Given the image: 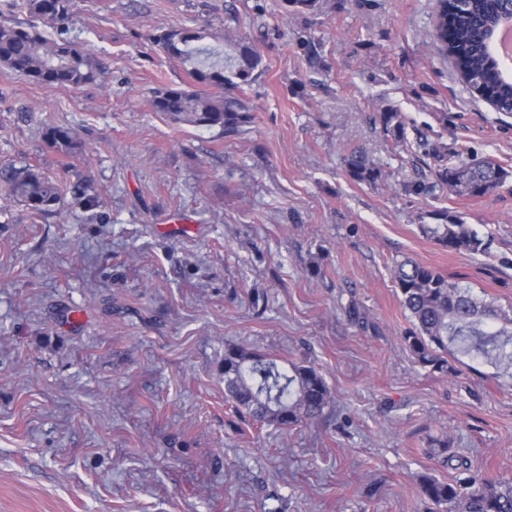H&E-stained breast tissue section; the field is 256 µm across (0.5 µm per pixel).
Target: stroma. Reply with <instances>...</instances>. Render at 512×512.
<instances>
[{
    "label": "stroma",
    "instance_id": "1",
    "mask_svg": "<svg viewBox=\"0 0 512 512\" xmlns=\"http://www.w3.org/2000/svg\"><path fill=\"white\" fill-rule=\"evenodd\" d=\"M436 0H75L65 28L95 80L30 83L0 65V168L64 187L36 215L0 188V512H442L417 477L451 478L430 440L512 479V386L489 366L442 377L414 363L393 270L429 266L512 307V113L472 94L436 51ZM206 30L253 42L251 121L173 122L156 91L189 84L157 42ZM401 112L407 142L374 118ZM82 145L67 158L46 127ZM508 173L467 198L436 183L432 149ZM361 148L382 167L350 181ZM425 183L427 193L409 187ZM438 210L487 242L450 251ZM308 362L328 422L282 432L237 412L224 350Z\"/></svg>",
    "mask_w": 512,
    "mask_h": 512
}]
</instances>
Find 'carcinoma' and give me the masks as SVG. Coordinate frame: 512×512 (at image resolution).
<instances>
[{"mask_svg": "<svg viewBox=\"0 0 512 512\" xmlns=\"http://www.w3.org/2000/svg\"><path fill=\"white\" fill-rule=\"evenodd\" d=\"M506 2L437 0L438 24L433 34L436 50L454 60L466 87L487 95L500 112H512V78L499 71L487 43L498 23L507 18ZM73 6L74 0H11L12 8L55 23L68 21ZM200 39L201 35L183 30L157 36L170 57L191 66L188 74L198 85L241 90L264 71L262 55L248 43H238L234 54L221 63L210 60L208 50L189 47ZM0 64L33 84L53 87L90 83L97 72L88 51L49 38L35 24H0ZM153 105L176 122L218 127L227 137L241 133L251 121L250 109L239 96L170 88L157 92ZM377 121L385 135L397 142L406 140L400 113L381 112ZM44 137L66 157L80 152L67 128L49 127ZM436 155L437 183L455 196H486L508 177L487 158L462 151L451 155L438 151ZM346 172L358 183H374L381 177L379 164L360 148L348 155ZM3 182L7 195L35 214L50 212L61 201L59 184L34 166L5 168ZM433 219L437 223L419 228L437 244L455 252L486 250L484 239L448 211L433 213ZM395 284L411 322L403 342L416 363L448 375L456 372V364L463 359H480L494 369L491 378L512 383V308L504 309L417 262L400 264ZM224 385L238 410L282 430L323 420L333 400L325 377L315 366L303 362L285 366L239 346L224 350ZM431 455L448 464L457 462V474L448 481L421 476V493L429 502L445 507V512H512V481L488 477L482 468L457 456L446 440H434Z\"/></svg>", "mask_w": 512, "mask_h": 512, "instance_id": "cac0c4a2", "label": "carcinoma"}]
</instances>
